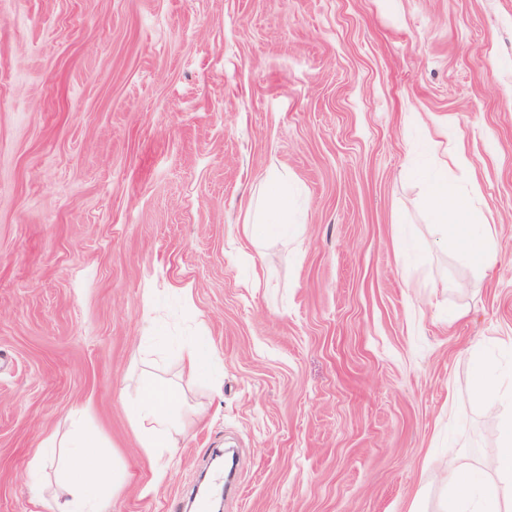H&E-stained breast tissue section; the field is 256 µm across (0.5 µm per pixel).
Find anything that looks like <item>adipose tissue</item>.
I'll return each mask as SVG.
<instances>
[{"label":"adipose tissue","instance_id":"adipose-tissue-1","mask_svg":"<svg viewBox=\"0 0 512 512\" xmlns=\"http://www.w3.org/2000/svg\"><path fill=\"white\" fill-rule=\"evenodd\" d=\"M426 198L433 220L441 224L448 243L466 239L479 267L486 272L492 270L496 262L494 231L449 182L446 172L428 178ZM288 205L287 181L277 175L268 176L244 209L241 234L250 240L287 235ZM127 411L139 425L149 454L169 447L172 433L180 423L178 401L169 388L152 382L140 386L128 397ZM492 453L498 462L499 482L477 489L470 472L449 466L450 493L440 512H512V417L506 419L505 430ZM106 467V460L95 450L93 438L78 439L65 466V499L60 512H106L114 492L113 485L100 478Z\"/></svg>","mask_w":512,"mask_h":512}]
</instances>
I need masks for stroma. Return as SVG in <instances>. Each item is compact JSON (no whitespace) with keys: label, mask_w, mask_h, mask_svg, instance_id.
Wrapping results in <instances>:
<instances>
[{"label":"stroma","mask_w":512,"mask_h":512,"mask_svg":"<svg viewBox=\"0 0 512 512\" xmlns=\"http://www.w3.org/2000/svg\"><path fill=\"white\" fill-rule=\"evenodd\" d=\"M448 149L492 276L429 222ZM272 172L304 221L254 245ZM476 345L512 393V0H0V512H57L35 453L80 433L108 512H184L227 448L224 512H439L449 455L498 476ZM127 411L139 425L144 448L156 455L170 448L172 432L180 423V408L175 394L166 386L146 383L127 399Z\"/></svg>","instance_id":"stroma-1"}]
</instances>
